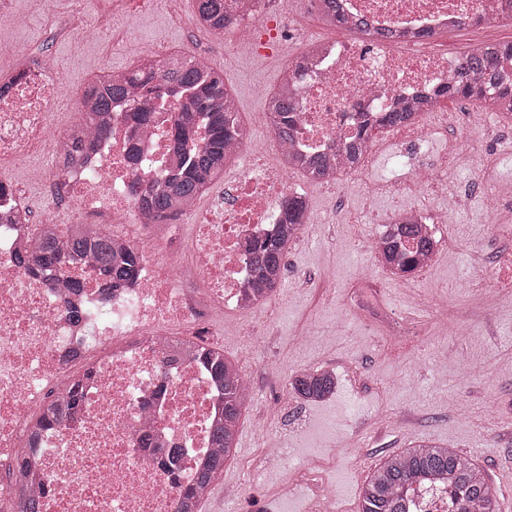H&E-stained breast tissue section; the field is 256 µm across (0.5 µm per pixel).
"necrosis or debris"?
I'll list each match as a JSON object with an SVG mask.
<instances>
[{
    "instance_id": "1",
    "label": "necrosis or debris",
    "mask_w": 512,
    "mask_h": 512,
    "mask_svg": "<svg viewBox=\"0 0 512 512\" xmlns=\"http://www.w3.org/2000/svg\"><path fill=\"white\" fill-rule=\"evenodd\" d=\"M235 19L224 29V52L247 56L273 50L287 36L286 18L267 13L265 0H227ZM41 12L66 22V31L97 30L86 0H39ZM336 34L300 40L289 91L296 130L282 142L263 119L247 116L235 142L237 166L224 174V190L206 208L185 210V223L148 222L144 188L177 173L174 120L178 95L152 98L144 126L113 109L111 133L93 137L67 174L66 132L55 120L59 77L52 63L23 42L5 51L9 90L0 95V512H14L19 489L38 492L41 512H174L182 486L213 451L212 427L224 395L209 376L199 348L217 346L226 324L254 305L250 246L276 235L283 202L293 189L285 169L267 154L341 153L360 121L405 105L410 118L389 127L391 138L428 149L434 133L475 124L474 109L447 114L433 101L448 82L460 81L456 55L442 44L448 31L512 18V0H337ZM378 139L370 137L358 163H341L322 179L323 191L371 197L369 172ZM465 155L483 176L487 153L451 144L447 157H429L408 180H393L394 196L418 192L447 198V209H396L382 234H366L357 248L379 260L381 237H395L407 216L425 225L437 251L463 206L448 191V158ZM24 169L26 179L13 178ZM74 204L115 242L142 257L131 285L103 287L89 263L67 265L81 278L79 295L53 279L17 266L16 253L32 238L16 211L30 187ZM476 280L495 307L512 288V224L491 223L488 240L471 251ZM82 311L80 324L69 306ZM83 384V404L65 427L39 429L38 411Z\"/></svg>"
}]
</instances>
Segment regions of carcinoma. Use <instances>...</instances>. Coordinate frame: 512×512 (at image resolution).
Here are the masks:
<instances>
[{
	"label": "carcinoma",
	"instance_id": "cac0c4a2",
	"mask_svg": "<svg viewBox=\"0 0 512 512\" xmlns=\"http://www.w3.org/2000/svg\"><path fill=\"white\" fill-rule=\"evenodd\" d=\"M196 14L206 31H222L231 22L224 13V0H196ZM512 59V43L483 45L462 53L461 72L472 76L469 81L448 84L440 97H462L489 103L495 112L512 113V88L502 86L495 91L482 81L486 73L497 68L500 58ZM165 88L183 94V111L175 123V139L182 144L193 135V118L197 112L208 118L207 142L192 151L182 162L183 169L176 177L145 191L146 207L155 221L175 217L191 199L202 195L223 172L231 159L229 147L239 135L238 109L235 98L224 85V74L189 55H173L159 64L139 63L116 77L108 71L85 87L80 109L83 120L69 135L70 146L64 157L67 168L76 160L85 145L84 133L97 135L106 131L112 103L123 100L139 89L141 99L131 112V118L144 125L149 121L148 101ZM267 117L273 132L283 141L293 136L294 104L284 94L272 96L267 102ZM371 127L358 126L356 135L345 145V155L357 162ZM285 167L302 172L313 181L322 179L333 169L330 161L321 157L302 158L289 152L283 154ZM307 217V204L302 196L288 198L284 221L279 234L255 248L257 295L265 287L279 282L286 245L299 233ZM403 248L395 242H382L383 263L396 277L412 269L429 252L430 241L415 223L404 224L401 230ZM38 245L16 255L18 266L35 274L45 270L63 272V264L81 258L94 259L103 275L104 287L119 288L135 276L141 256L133 249L112 245V241L95 224H76L61 239L56 225L34 230ZM218 384L224 388V418L213 426L212 439L219 451L206 466L189 481L179 494L175 512H199L195 490L212 488L224 474V462L235 455L237 427L247 408L242 376L236 363L216 349H201ZM337 382L332 371L313 369L292 378L291 390L296 397L311 403L324 402L336 394ZM80 383L70 387L64 403L48 404L38 419V427L64 425L82 404ZM421 483L448 486V497L454 512H498L497 497L487 481L484 470L471 458L453 448L421 441L400 453L382 459L367 476L363 489L361 512H408L407 502L414 488Z\"/></svg>",
	"mask_w": 512,
	"mask_h": 512
}]
</instances>
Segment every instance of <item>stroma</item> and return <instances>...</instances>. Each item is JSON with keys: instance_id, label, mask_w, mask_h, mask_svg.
Wrapping results in <instances>:
<instances>
[{"instance_id": "1", "label": "stroma", "mask_w": 512, "mask_h": 512, "mask_svg": "<svg viewBox=\"0 0 512 512\" xmlns=\"http://www.w3.org/2000/svg\"><path fill=\"white\" fill-rule=\"evenodd\" d=\"M9 2L17 11L28 8L32 14L18 33L0 32V44L23 40L55 65L65 88L59 117L65 126L80 118L78 96L87 78L106 67H131L122 50L130 35L149 50L190 49L223 70L224 82L244 114L261 106L262 91L278 83L290 52L285 46L225 67L223 43L189 22L194 0H183V22L157 11L148 0H92L103 27L84 36L78 51L70 36L58 35L55 23L34 11V0ZM448 185L467 200L453 218L459 258L433 261L404 282L354 248L357 234L375 232L390 217L387 195L375 196L366 210L359 197L330 196L302 183L300 192L318 221L283 257L282 302L247 314V322L262 327V335L244 336L231 326L224 336L225 356L256 389L255 405L240 420V450L225 462L214 486L226 512H273L277 499L288 512H306L311 491L289 487V471L314 464L321 465L338 506L360 512L369 470L384 456L419 440L469 455L496 490L500 512H512V313L488 309L484 286L471 276L470 247L490 232L478 182L468 169L455 166L448 172ZM362 276L377 284L396 317L423 323L424 335L395 350L383 347L380 337L370 334L364 319L351 311ZM438 296L447 301L449 317L471 322L472 335L442 334L432 313ZM313 323L320 330L311 336L307 330ZM443 349L448 352L444 359L439 356ZM306 367L339 373L336 395L324 403L293 401L270 416L268 407L283 396L292 373ZM377 410L386 412L385 420L373 419ZM402 414L411 415L412 424H396ZM269 425L292 453L287 468L267 469L256 477L252 471L262 446L258 431Z\"/></svg>"}]
</instances>
